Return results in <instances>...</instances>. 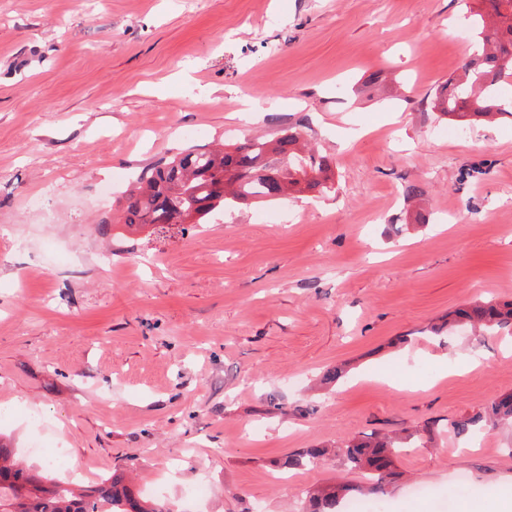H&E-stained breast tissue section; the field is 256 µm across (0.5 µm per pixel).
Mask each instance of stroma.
I'll list each match as a JSON object with an SVG mask.
<instances>
[{
  "label": "stroma",
  "instance_id": "35a3bbf8",
  "mask_svg": "<svg viewBox=\"0 0 512 512\" xmlns=\"http://www.w3.org/2000/svg\"><path fill=\"white\" fill-rule=\"evenodd\" d=\"M471 2L0 0V433L29 466L124 464L173 512H304L363 479L288 453L410 432L377 512H495L512 426L425 429L512 392L511 333L430 331L512 299V119L431 107ZM298 125L335 193L100 233L158 159ZM326 454L327 449L324 446L302 448L301 451L288 454L279 462V465L288 470L304 468L316 464Z\"/></svg>",
  "mask_w": 512,
  "mask_h": 512
}]
</instances>
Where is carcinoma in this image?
<instances>
[{
	"instance_id": "obj_1",
	"label": "carcinoma",
	"mask_w": 512,
	"mask_h": 512,
	"mask_svg": "<svg viewBox=\"0 0 512 512\" xmlns=\"http://www.w3.org/2000/svg\"><path fill=\"white\" fill-rule=\"evenodd\" d=\"M469 9L480 53L458 78L441 86L432 101L440 115L458 123L493 122L512 116V98L500 93L512 78V0H476ZM335 180L329 156L313 149L295 126L270 137L221 146L189 147L170 160L142 170L125 191L120 223L128 228L152 226L164 234L183 222L204 223L225 206L250 205L305 195L325 194ZM448 330L460 327L486 332L512 330V300L476 302L448 313ZM512 423V394L493 400L482 411L450 420L443 430L471 438ZM411 436L375 435L345 439L336 445L346 466L368 481L366 491L386 494L394 459ZM327 454L316 445L291 453L280 462L288 470L316 464ZM15 449L0 440V512H173L144 499L116 471L93 490L27 469L14 460ZM309 512H338L340 489L307 491Z\"/></svg>"
}]
</instances>
